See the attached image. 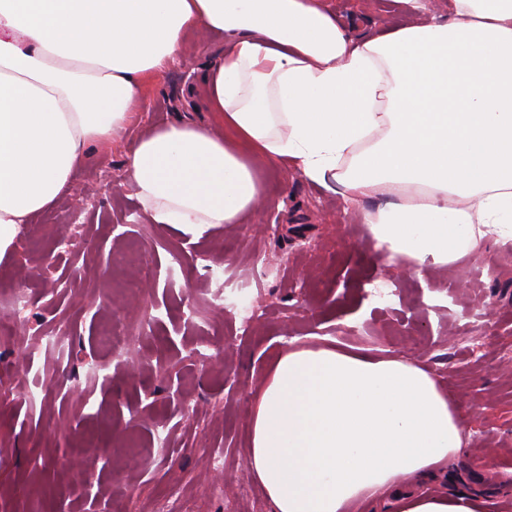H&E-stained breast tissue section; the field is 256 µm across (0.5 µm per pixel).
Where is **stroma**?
Masks as SVG:
<instances>
[{"label":"stroma","instance_id":"1","mask_svg":"<svg viewBox=\"0 0 512 512\" xmlns=\"http://www.w3.org/2000/svg\"><path fill=\"white\" fill-rule=\"evenodd\" d=\"M349 32L372 37L406 23L396 0H327ZM220 49L195 32L184 57L147 86L124 137L94 153L69 197L20 230L0 258V313L18 287L28 325L0 332V370L47 383L0 396V512H273L249 468L250 413L285 350L333 345L421 364L445 389L469 433L429 489L480 495L485 512H512V240L486 241L452 266L412 272L385 265L356 210L292 167L260 172L265 196L244 224L193 237L145 223L125 180L126 153L143 130L206 117L201 68ZM77 217L80 244L62 250L56 223ZM146 256L126 278L146 288L105 308L113 259ZM390 289L378 305L365 280ZM241 288L257 313L212 311ZM123 319L121 353L98 336ZM60 335L62 346L43 339ZM95 442L98 468L80 489L76 452ZM224 465L215 468L212 457Z\"/></svg>","mask_w":512,"mask_h":512}]
</instances>
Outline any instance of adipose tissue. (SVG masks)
<instances>
[{
    "label": "adipose tissue",
    "instance_id": "ef3b65f1",
    "mask_svg": "<svg viewBox=\"0 0 512 512\" xmlns=\"http://www.w3.org/2000/svg\"><path fill=\"white\" fill-rule=\"evenodd\" d=\"M452 3L448 21L355 39L325 0H0V257L127 131L195 29L221 44L201 74L219 123L136 139L125 175L147 223H244L259 169L290 164L358 207L387 262L446 266L511 240L512 0ZM463 434L422 366L297 348L253 403L249 466L274 512H484L471 494L397 490L444 471Z\"/></svg>",
    "mask_w": 512,
    "mask_h": 512
}]
</instances>
